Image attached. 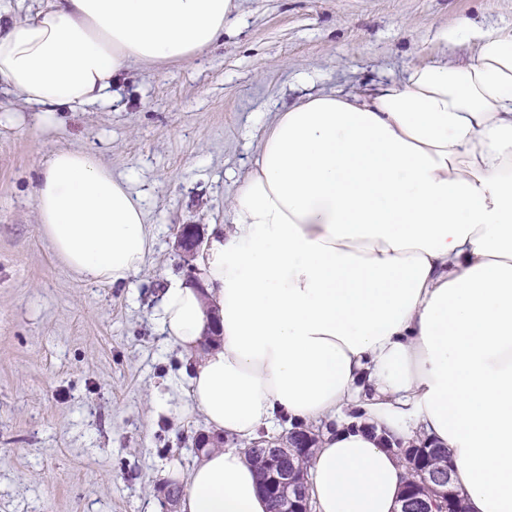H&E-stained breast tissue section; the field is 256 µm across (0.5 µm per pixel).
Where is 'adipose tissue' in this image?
Wrapping results in <instances>:
<instances>
[{
	"mask_svg": "<svg viewBox=\"0 0 512 512\" xmlns=\"http://www.w3.org/2000/svg\"><path fill=\"white\" fill-rule=\"evenodd\" d=\"M237 8L49 0L0 24V86L51 124L111 101L132 65L210 47ZM467 31L465 64L276 112L194 280L169 279L177 414L235 440L190 472L165 464L182 512H269L242 446L283 417L337 423L310 462L315 512H395L407 469L389 440L446 448L468 512H512V31ZM34 206L85 282L128 283L152 252L140 196L94 152L51 151Z\"/></svg>",
	"mask_w": 512,
	"mask_h": 512,
	"instance_id": "adipose-tissue-1",
	"label": "adipose tissue"
}]
</instances>
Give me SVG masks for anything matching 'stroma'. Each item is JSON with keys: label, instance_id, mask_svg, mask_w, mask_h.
I'll return each mask as SVG.
<instances>
[{"label": "stroma", "instance_id": "1", "mask_svg": "<svg viewBox=\"0 0 512 512\" xmlns=\"http://www.w3.org/2000/svg\"><path fill=\"white\" fill-rule=\"evenodd\" d=\"M463 18L512 29V0H240L216 44L133 65L109 104L46 125L0 91V512H162L165 461L190 466L208 430L173 413L183 362L154 321L166 280L193 274L178 228L227 223L275 112L461 63L466 32L434 34ZM56 148L133 175L155 245L131 284L80 280L41 236L36 180Z\"/></svg>", "mask_w": 512, "mask_h": 512}]
</instances>
